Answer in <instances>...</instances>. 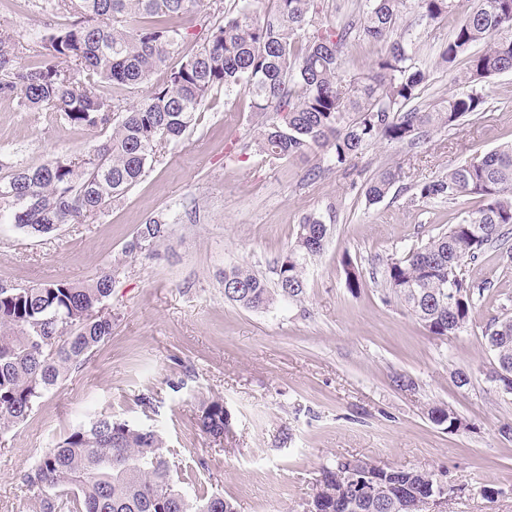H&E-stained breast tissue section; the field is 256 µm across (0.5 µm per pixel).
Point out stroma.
<instances>
[{
    "label": "stroma",
    "instance_id": "35a3bbf8",
    "mask_svg": "<svg viewBox=\"0 0 512 512\" xmlns=\"http://www.w3.org/2000/svg\"><path fill=\"white\" fill-rule=\"evenodd\" d=\"M233 0H203L179 20L194 52ZM40 0H0V28L29 51L41 35L68 23ZM457 17L419 29L418 58L429 70L416 106L430 109L455 92L454 73L436 65ZM489 111L430 132L412 147L381 139L345 174L323 152L269 161L244 151L258 121L247 92L215 90L176 145L159 149L141 180L97 216L31 236L0 222V280L19 286L55 280L89 283L111 269L106 308L112 335L46 393L28 419L0 437V512H42L22 475L46 448L78 425L109 415L162 430L172 461L191 493L221 492L237 512H303L321 467L361 457L399 469L446 474L458 495L448 512H512V395L488 379L494 361L482 332L512 311V258L487 247L463 270L484 284L473 322L439 339L390 299L388 259L447 230L461 198L422 201L414 184L447 173L478 153L512 142V72L483 84ZM107 132L73 127L55 112L25 111L0 99V176L18 163L97 149ZM400 178L380 203L366 182L387 168ZM321 214L329 228L323 251L307 261L303 299L247 310L224 299V271L250 266L275 282L276 264L302 219ZM169 223L153 251L125 256L140 224ZM363 286L350 292L345 260ZM468 385L457 386L456 371ZM413 380L396 386L398 376ZM155 399L140 406L141 395ZM222 400L230 415L224 437L204 434L202 403ZM452 409L468 430L451 433L428 417ZM498 489L495 501L482 490Z\"/></svg>",
    "mask_w": 512,
    "mask_h": 512
}]
</instances>
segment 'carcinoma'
Returning a JSON list of instances; mask_svg holds the SVG:
<instances>
[{"mask_svg": "<svg viewBox=\"0 0 512 512\" xmlns=\"http://www.w3.org/2000/svg\"><path fill=\"white\" fill-rule=\"evenodd\" d=\"M198 2L44 0L45 10L66 13L72 21L47 33L36 60L27 65L17 62L11 36L0 31L1 99L16 98L29 111L57 112L71 126L112 130L92 153L56 157L36 167L15 165L0 177V203L8 206L18 229L42 235L96 216L142 178L159 146L182 139L218 87L226 95L247 89L250 111L269 115L245 149L269 160L304 158L320 150L335 167L350 171L358 154L378 139L418 145L432 130L487 111V96L475 85L512 70V0H470L463 11L460 0H366L357 19L338 27L313 24L324 0H275L274 9L264 13L259 0H234L224 23L212 28L194 53L169 66L186 39L174 19ZM413 6L426 27L462 13L439 51L440 63L449 68L466 57V67L455 76L460 91L431 110L412 105L428 80L416 58L415 35L399 29ZM355 41L387 43L366 75L346 69L345 48ZM480 42L483 51L466 55ZM163 67V83L136 105L123 106L94 89L99 80L139 86ZM398 178L394 169L371 178L368 202L383 201ZM415 189V197L424 201L477 199V206L460 212L448 231L390 259L385 274L388 295L431 335L457 336L472 322L475 295L485 289L466 278L463 264L506 241L512 230V143ZM167 234L163 219H151L137 230L144 249ZM327 234L321 216H306L277 262L275 287L252 269L233 266L224 270V298L249 310L267 309L280 298L300 300L307 259L323 250ZM111 295L110 271L90 284L60 280L0 287L1 435L25 421L45 393L112 335V315L83 319ZM483 336L495 359L490 375L507 374L498 389L512 391V316L492 319ZM428 416L455 432L447 408L433 406ZM198 424L213 438L224 435V403L203 404ZM171 456L157 431L102 416L46 449L23 482L42 496L43 512H236L221 493L190 496L174 478ZM351 467L388 480L372 488L376 498L358 495L357 512H407L408 502H423L435 482L428 472L338 459L320 470L318 512H351L344 491Z\"/></svg>", "mask_w": 512, "mask_h": 512, "instance_id": "1", "label": "carcinoma"}]
</instances>
